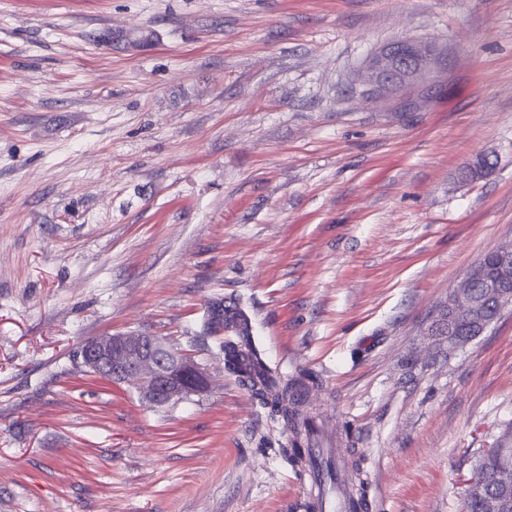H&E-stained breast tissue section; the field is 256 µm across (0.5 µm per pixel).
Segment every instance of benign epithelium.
Wrapping results in <instances>:
<instances>
[{
	"label": "benign epithelium",
	"instance_id": "1",
	"mask_svg": "<svg viewBox=\"0 0 512 512\" xmlns=\"http://www.w3.org/2000/svg\"><path fill=\"white\" fill-rule=\"evenodd\" d=\"M441 51L433 40L399 38L372 54L364 67L365 83L382 92H397L433 76L440 66ZM495 266L483 257L451 289L428 329L430 336L448 337L453 353L482 336L498 313L512 310V290L501 285L509 272L512 244L492 251ZM82 364L96 376L114 384L132 386L153 406L175 403L206 391L209 378L191 357L174 348L164 337L150 334L105 333L79 347ZM497 490L485 489L484 479L473 473L465 480V499L479 502L481 512H512V463L494 474Z\"/></svg>",
	"mask_w": 512,
	"mask_h": 512
}]
</instances>
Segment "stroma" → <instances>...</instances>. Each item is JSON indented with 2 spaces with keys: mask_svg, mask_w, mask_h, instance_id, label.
Segmentation results:
<instances>
[{
  "mask_svg": "<svg viewBox=\"0 0 512 512\" xmlns=\"http://www.w3.org/2000/svg\"><path fill=\"white\" fill-rule=\"evenodd\" d=\"M401 37L443 64L370 96ZM509 243L512 0H0V512H303L290 427L203 328L225 296L314 373L301 413L370 512H461L512 448V312L453 354L427 330ZM109 331L210 390L152 406L88 372Z\"/></svg>",
  "mask_w": 512,
  "mask_h": 512,
  "instance_id": "stroma-1",
  "label": "stroma"
}]
</instances>
